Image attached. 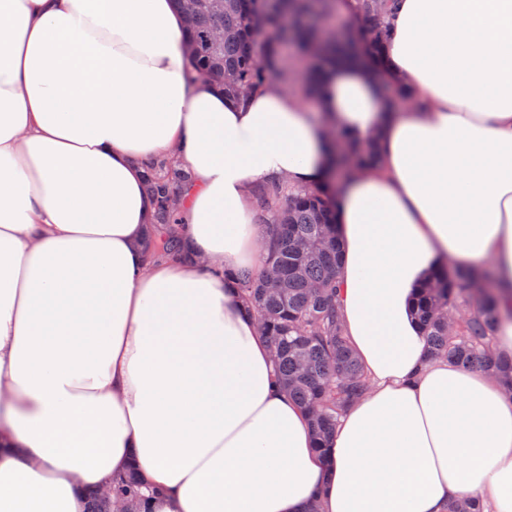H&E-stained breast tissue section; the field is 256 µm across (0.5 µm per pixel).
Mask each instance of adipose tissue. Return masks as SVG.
<instances>
[{
    "mask_svg": "<svg viewBox=\"0 0 512 512\" xmlns=\"http://www.w3.org/2000/svg\"><path fill=\"white\" fill-rule=\"evenodd\" d=\"M364 68L247 102L194 80L177 0H0V512H87L129 465L149 512H512V393L428 356L413 308L490 268L512 356V0H400ZM378 140L336 195L338 308L372 388L319 453L225 270L260 264L252 190L331 177L328 127ZM189 172L192 263L147 258L148 163Z\"/></svg>",
    "mask_w": 512,
    "mask_h": 512,
    "instance_id": "1",
    "label": "adipose tissue"
}]
</instances>
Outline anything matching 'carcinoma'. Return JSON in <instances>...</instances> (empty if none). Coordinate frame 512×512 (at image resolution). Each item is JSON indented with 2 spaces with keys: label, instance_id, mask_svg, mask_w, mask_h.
<instances>
[{
  "label": "carcinoma",
  "instance_id": "1",
  "mask_svg": "<svg viewBox=\"0 0 512 512\" xmlns=\"http://www.w3.org/2000/svg\"><path fill=\"white\" fill-rule=\"evenodd\" d=\"M398 0H360L357 23L366 36L355 49L341 32L320 41L333 26L338 0H196L184 9L188 21L187 52L198 80L224 88L245 101L274 72L283 86L293 80L284 50L306 52L317 43L314 66L306 74L309 92L320 80L318 68L336 57L357 59L380 75L385 102L397 107L407 99L403 85L385 68L384 44ZM376 140L358 144L345 136L335 144L333 167L349 178L376 159ZM161 162L147 176L157 202L156 233L144 243L148 256L186 257L178 238V210L168 199L187 174L165 170ZM329 186L290 191L284 180L255 190L260 215L274 214L261 244L262 262L255 271L230 274L275 353L281 383L311 418L316 447L323 450L339 418L370 387L344 336L337 314V271L342 261ZM415 315L427 337L429 355L467 370L495 375L512 385V358L494 347L501 308L491 292L490 277L477 278L442 267L420 288ZM112 497L128 512H140L146 497L135 469L112 483ZM479 500L462 496L448 512H484Z\"/></svg>",
  "mask_w": 512,
  "mask_h": 512
}]
</instances>
